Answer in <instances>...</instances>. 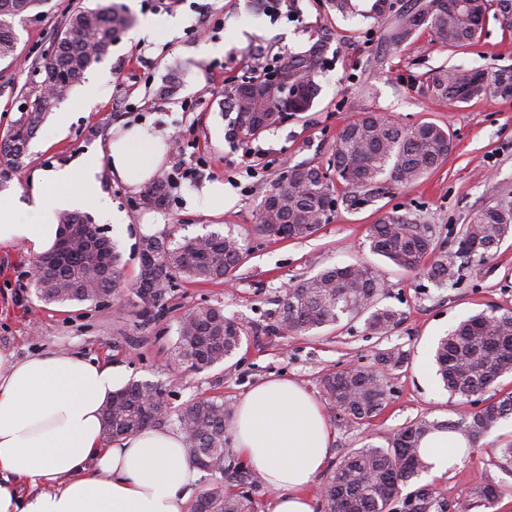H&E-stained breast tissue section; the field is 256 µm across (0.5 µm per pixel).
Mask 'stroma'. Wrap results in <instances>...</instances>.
<instances>
[{
  "label": "stroma",
  "instance_id": "stroma-1",
  "mask_svg": "<svg viewBox=\"0 0 512 512\" xmlns=\"http://www.w3.org/2000/svg\"><path fill=\"white\" fill-rule=\"evenodd\" d=\"M102 0H40L17 26L14 57L0 60V136L37 93L31 62L50 45L64 10L95 8ZM135 23L146 17L174 18L173 32L112 45L89 73L103 80L101 94L86 111L76 113L65 134L45 119L30 141L22 168L9 191L30 192L34 171L47 170L82 156L105 152L111 135L132 125L172 135L184 147H169L160 167L176 179L166 203L145 206L146 186H130L102 170L103 202L125 221L104 225L123 256L124 280L138 273L135 250L144 225L155 235L177 229L197 236L211 230L245 238L249 250L233 273L231 285L178 282L166 297L160 316L147 323L135 317L129 300L106 305L84 302L45 305L30 286L34 253L24 243L0 244V350L23 359L45 352L78 354L121 367L128 379L160 383L168 429L187 405L207 397L234 404L253 386L270 378L299 384L326 409L330 426V460L372 443L385 445L406 422L427 417L457 419L458 398L450 396L436 375L432 353L438 340L460 321L488 311L512 308V235L487 264L464 267L457 282L436 284L423 275L392 266L369 249L368 232L390 213L432 225L444 249H451L459 229L489 204L512 198V30L487 16L479 40L444 47L428 29L397 49L383 42L381 26L356 15L341 17L326 0H283L281 15L269 17L262 0H123ZM221 19L220 28L196 38L203 18ZM323 48L314 73L319 95L311 110L289 116L264 131L250 145L230 137L234 113L225 109L228 91L243 78L278 65L288 51ZM215 53H207V46ZM481 67L496 74L492 93L467 103L424 94L421 82L435 68ZM373 112L400 126L433 122L447 129L452 149L426 178L407 185L380 182L368 199L346 204L344 186L326 223L303 240H272L256 233L258 201L286 166L327 162L342 128L360 113ZM201 168L199 181L180 179L179 171ZM224 185V206L209 204L202 187ZM367 262L380 270L385 291L379 307L400 313L402 323L390 336L367 334L363 319L341 321L314 335L288 332L279 323L278 301L288 285L326 267ZM219 304L227 317L247 331L236 355L197 373L182 364L174 349L181 316L204 304ZM400 347L407 368L391 373L388 408L365 425L336 418L319 380L349 365L372 366L380 350ZM512 443V418L484 436L471 456L435 482L449 503L469 498L473 487L495 477L504 490L493 512H512V470L489 462V452Z\"/></svg>",
  "mask_w": 512,
  "mask_h": 512
}]
</instances>
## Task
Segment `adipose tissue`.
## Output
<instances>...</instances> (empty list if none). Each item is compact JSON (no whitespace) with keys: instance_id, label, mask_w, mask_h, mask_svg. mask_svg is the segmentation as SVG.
<instances>
[{"instance_id":"obj_1","label":"adipose tissue","mask_w":512,"mask_h":512,"mask_svg":"<svg viewBox=\"0 0 512 512\" xmlns=\"http://www.w3.org/2000/svg\"><path fill=\"white\" fill-rule=\"evenodd\" d=\"M165 149L137 125L108 142L105 163L77 159L33 174L30 204L0 195V243L49 250L57 211L93 207L101 169L137 186ZM125 378L74 354L18 360L0 351V512H190L198 470L181 432L103 436L102 406ZM231 434L240 458L274 491L273 512H314L308 489L328 464L329 428L311 394L283 379L258 384L238 401ZM23 482L32 493L21 494Z\"/></svg>"}]
</instances>
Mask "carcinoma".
<instances>
[{"label": "carcinoma", "mask_w": 512, "mask_h": 512, "mask_svg": "<svg viewBox=\"0 0 512 512\" xmlns=\"http://www.w3.org/2000/svg\"><path fill=\"white\" fill-rule=\"evenodd\" d=\"M40 0H0V58L14 56L17 40L16 19ZM373 0L364 15L380 23L390 15L395 20L386 29L384 40L400 46L421 27L429 28L438 44L456 47L474 43L480 35L491 6L504 16L512 14V0H416L407 8L392 0L387 12ZM132 19L121 4L114 2L95 9L78 7L62 14L51 44V58L37 59L31 70L44 74L39 95L0 140V187L5 188L22 164L29 141L46 117L85 73L100 62L112 44L130 26ZM322 49L290 52L277 68L263 76L251 77L247 84L268 89L273 78L286 74L301 86L298 97L283 101L272 92L250 101L241 99V86L230 96L236 112V128L251 138L288 119V113L305 112L317 96L311 75L320 64ZM492 82L483 68L435 69L422 83V89L449 103H465L491 92ZM451 139L448 132L433 122H422L404 129L379 115L366 112L346 124L336 137L328 169L311 163L288 168V176H278L257 204L256 230L271 239H304L314 234L319 218L328 219L326 203L334 196L336 181L350 191L349 202L375 188L382 176L399 184H411L434 169L448 156ZM171 178L157 176L146 194L145 203L161 206L168 196ZM276 196L280 207L270 210L267 200ZM92 223L87 214L63 212L58 216V237L70 224ZM512 232V200L502 199L474 214L463 225L455 249L437 250L431 227L406 217L387 215L370 228L372 253L387 259L397 268L425 274L437 283L454 278L457 259L479 265L496 255L501 242ZM95 242L82 238L70 240L62 263L52 261L54 251L33 260L32 287L40 302L51 305L99 303L113 294H122L121 254L112 240L98 227L90 228ZM112 258V273L98 271L101 252ZM152 256L160 279L146 282L142 276L132 287L141 300L136 314L147 322L164 308L168 288L175 281H224L242 262L244 241L228 233L211 231L195 237H145L138 256ZM380 271L371 264L333 266L299 280L288 288L281 303L283 329L302 334L342 319L365 317V330L383 337L401 324L400 313L376 305L383 292ZM246 330L224 315L219 305H202L179 320L176 349L189 367L203 371L232 358L240 349ZM378 367L355 366L325 373L321 386L336 409V415L348 423L367 424L380 415L391 400L387 374L409 365V354L398 348L377 355ZM438 373L448 392L469 399L475 392L491 391L498 379L512 371V308L497 307L491 314H478L462 321L441 338L434 351ZM147 382L132 380L112 395L104 411L107 437L130 435L155 427L166 419L164 402L146 404ZM233 414L230 404L216 397L202 398L177 414L178 428L184 431L188 453L194 464L205 470L223 463L224 484L205 489L194 501L193 512H262L258 495L259 473L234 457L228 446V427ZM512 415V391L494 393L484 407L456 421L411 420L387 440V446L365 445L348 451L326 476L322 512H396L400 505L408 512H448V501L431 484L403 493L414 479L429 472L431 464L422 452L424 440L435 433L460 438L463 453L475 447L483 434ZM504 494L494 478L476 486L470 499L456 506V512L495 506Z\"/></svg>", "instance_id": "1"}]
</instances>
